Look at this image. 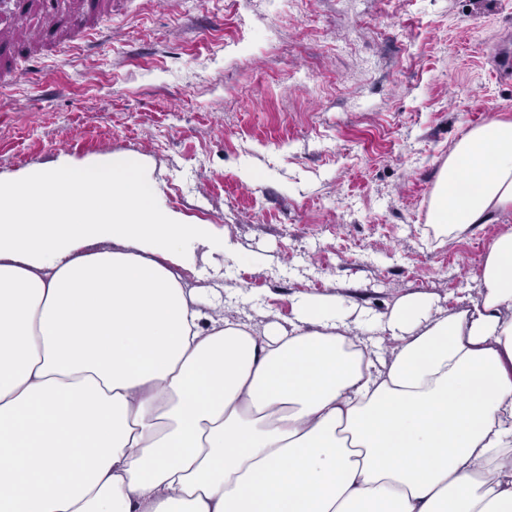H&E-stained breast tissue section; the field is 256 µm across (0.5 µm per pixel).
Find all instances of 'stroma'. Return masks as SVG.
Segmentation results:
<instances>
[{
	"instance_id": "35a3bbf8",
	"label": "stroma",
	"mask_w": 512,
	"mask_h": 512,
	"mask_svg": "<svg viewBox=\"0 0 512 512\" xmlns=\"http://www.w3.org/2000/svg\"><path fill=\"white\" fill-rule=\"evenodd\" d=\"M512 0H123L84 39L0 88V174L54 161L146 159L168 206L236 246L205 302L257 330L306 296L373 316L423 295L473 309L499 232L427 222L455 142L512 118Z\"/></svg>"
}]
</instances>
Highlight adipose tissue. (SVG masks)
Masks as SVG:
<instances>
[{
  "label": "adipose tissue",
  "mask_w": 512,
  "mask_h": 512,
  "mask_svg": "<svg viewBox=\"0 0 512 512\" xmlns=\"http://www.w3.org/2000/svg\"><path fill=\"white\" fill-rule=\"evenodd\" d=\"M428 223L501 222L462 313L302 299L257 331L187 289L231 248L134 156L0 175V512H512V119L453 146Z\"/></svg>",
  "instance_id": "ef3b65f1"
}]
</instances>
